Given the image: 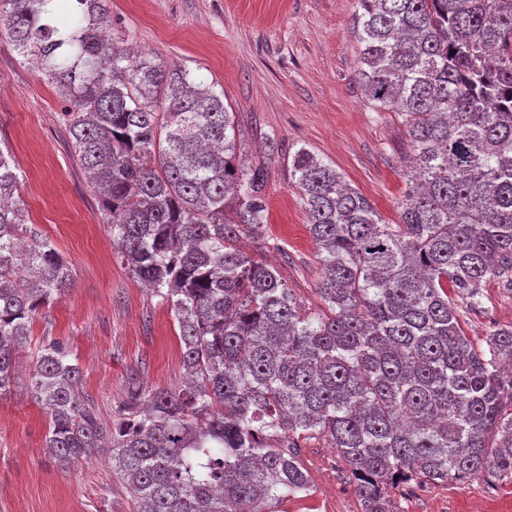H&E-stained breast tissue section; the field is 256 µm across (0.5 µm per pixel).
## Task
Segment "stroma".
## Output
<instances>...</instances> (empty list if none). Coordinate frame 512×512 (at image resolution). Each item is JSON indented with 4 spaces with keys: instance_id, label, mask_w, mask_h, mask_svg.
Wrapping results in <instances>:
<instances>
[{
    "instance_id": "stroma-1",
    "label": "stroma",
    "mask_w": 512,
    "mask_h": 512,
    "mask_svg": "<svg viewBox=\"0 0 512 512\" xmlns=\"http://www.w3.org/2000/svg\"><path fill=\"white\" fill-rule=\"evenodd\" d=\"M357 0H112L114 42L203 76L237 114L239 154L265 165L268 248L305 309L322 308L316 292L319 250L290 176L306 148L367 197L386 223L400 219L411 150L401 115L374 111L356 70ZM67 101L34 63L0 36V142L18 162L27 221L63 257L69 288L40 310L17 356L11 388L0 396V512H135L108 461L61 467L45 450L48 418L30 392L46 342L60 343L82 371L81 395L104 422L120 417L127 380L150 390L182 382L179 327L112 247L97 195L69 147ZM461 326L478 348L489 331L512 323V287L497 279L481 305L458 302ZM299 459L309 489L281 512H362L346 461L324 437L303 442ZM398 512H512V479L484 475L463 482L412 479L388 487Z\"/></svg>"
}]
</instances>
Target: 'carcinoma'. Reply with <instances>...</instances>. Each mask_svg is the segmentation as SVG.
I'll list each match as a JSON object with an SVG mask.
<instances>
[{"mask_svg": "<svg viewBox=\"0 0 512 512\" xmlns=\"http://www.w3.org/2000/svg\"><path fill=\"white\" fill-rule=\"evenodd\" d=\"M358 80L401 114L416 176L385 223L335 168L301 148L299 200L320 250L310 311L265 241L267 173L238 160L224 94L107 34L109 0H0V28L67 100L63 113L112 246L174 311L188 384L102 422L82 373L49 343L31 380L46 448L64 465L110 452L136 512H279L309 490L301 441L331 438L363 512L386 487L493 471L512 478V325L487 349L455 299L512 278V0H357ZM17 162L0 145V395L39 311L71 283L26 223Z\"/></svg>", "mask_w": 512, "mask_h": 512, "instance_id": "cac0c4a2", "label": "carcinoma"}]
</instances>
